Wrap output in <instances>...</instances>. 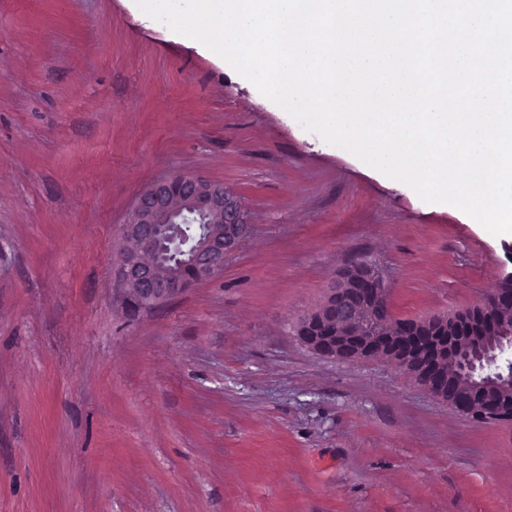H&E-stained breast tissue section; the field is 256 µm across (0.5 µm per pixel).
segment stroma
<instances>
[{
    "label": "stroma",
    "mask_w": 512,
    "mask_h": 512,
    "mask_svg": "<svg viewBox=\"0 0 512 512\" xmlns=\"http://www.w3.org/2000/svg\"><path fill=\"white\" fill-rule=\"evenodd\" d=\"M175 172L251 232L132 314L123 222ZM353 260L395 317L446 315L512 272V234L306 131L136 0H0V512H512V423L295 336Z\"/></svg>",
    "instance_id": "obj_1"
}]
</instances>
